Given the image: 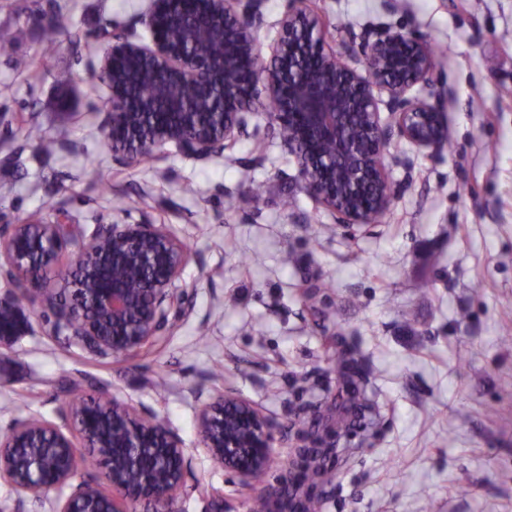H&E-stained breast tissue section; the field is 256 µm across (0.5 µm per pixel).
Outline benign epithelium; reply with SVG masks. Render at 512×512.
<instances>
[{"label": "benign epithelium", "instance_id": "1", "mask_svg": "<svg viewBox=\"0 0 512 512\" xmlns=\"http://www.w3.org/2000/svg\"><path fill=\"white\" fill-rule=\"evenodd\" d=\"M201 15L174 12L171 0H153L145 19L152 44L147 46L115 35L108 45L101 72L117 71L133 58L148 63L164 78L153 107L178 112L168 124L144 122L127 97L112 90L107 133L112 145L136 157L144 150L174 144L196 158H207L234 144L246 125L245 114L256 110L265 95L277 111L265 114L268 128L293 156L304 188L343 224H372L394 199L385 164L388 147L404 139L420 149L437 150L448 142V115L428 102L435 86L434 59L427 46L391 30H382L363 50L362 66L375 74L369 83L358 68L339 63L342 53L329 45L321 18L306 0L294 4L279 21L280 31L263 62L257 51L261 0H198ZM182 25L200 37L220 23L224 59L216 62L201 53L173 49L160 22ZM223 87L219 112H183L176 88L189 85ZM427 96H410L414 87ZM387 99H382L381 94ZM388 119H381L380 106ZM39 229L37 257L42 265L18 250L27 229L15 224L0 231V274L10 287L33 300L48 292L45 271L71 300L56 307L71 335L97 351L115 357L133 356L153 345L167 323L168 311L180 304L174 282L189 252L161 225L110 224L98 229L91 255L77 254L61 263L69 243L56 233L58 225L33 222ZM111 263H130L141 287L110 280ZM65 427L46 421L19 425L0 441V480L33 496L47 488L64 487L79 470L75 448L80 441L94 454L108 488L83 482L61 501L57 512H138L147 502L153 512H170L181 487L184 451L177 435L160 422H146L128 403L112 400L99 409L88 398L73 402L63 414ZM201 446L207 454L224 457V469L241 485L252 487L269 470L275 430L253 404L222 394L198 418ZM294 458L288 474L266 489L273 512H307L320 489L332 482L326 462L336 456V409L315 407L288 427ZM161 454L163 471L142 467L146 456Z\"/></svg>", "mask_w": 512, "mask_h": 512}]
</instances>
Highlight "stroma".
I'll return each mask as SVG.
<instances>
[{
    "mask_svg": "<svg viewBox=\"0 0 512 512\" xmlns=\"http://www.w3.org/2000/svg\"><path fill=\"white\" fill-rule=\"evenodd\" d=\"M81 35L41 53L46 0H0V229L32 221L162 224L188 245L169 330L129 358L72 344L52 314L24 305L27 325L0 341V439L20 422H60L70 387L131 403L180 439L176 512H249L292 450L275 444L263 483L243 494L199 445L198 417L219 393L262 409L280 430L336 393L337 336L359 339L380 405L378 436L342 438L321 512H512V0H312L328 31L377 26L437 48L450 148L400 141L385 163L395 197L376 223L347 226L313 200L283 150L256 152L265 119L235 148L197 159L176 146L146 168L104 143L112 95L99 70L101 29L151 37L152 0H60ZM31 65L15 70L12 57ZM43 137L28 138L29 126ZM99 178L89 183L87 164ZM194 192H184L185 183ZM264 187L263 204L251 199ZM55 200L63 213L45 207ZM319 295L321 316L305 300ZM467 363L458 371V363ZM498 409L493 418L484 405ZM61 491L34 497L0 481V512H55Z\"/></svg>",
    "mask_w": 512,
    "mask_h": 512,
    "instance_id": "stroma-1",
    "label": "stroma"
}]
</instances>
